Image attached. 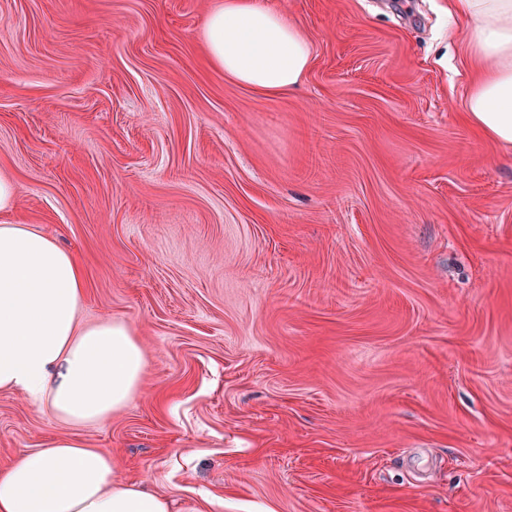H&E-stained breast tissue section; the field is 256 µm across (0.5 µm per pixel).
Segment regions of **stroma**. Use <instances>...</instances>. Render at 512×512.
<instances>
[{"label":"stroma","instance_id":"stroma-1","mask_svg":"<svg viewBox=\"0 0 512 512\" xmlns=\"http://www.w3.org/2000/svg\"><path fill=\"white\" fill-rule=\"evenodd\" d=\"M222 0H0V224L82 261L142 385L68 425L0 390V466L78 438L212 512H512V147L459 119L448 0H263L293 90L206 61Z\"/></svg>","mask_w":512,"mask_h":512}]
</instances>
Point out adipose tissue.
<instances>
[{
	"label": "adipose tissue",
	"mask_w": 512,
	"mask_h": 512,
	"mask_svg": "<svg viewBox=\"0 0 512 512\" xmlns=\"http://www.w3.org/2000/svg\"><path fill=\"white\" fill-rule=\"evenodd\" d=\"M476 73L462 105L483 137L512 146V0H451ZM204 49L226 78L262 94L293 89L311 64L306 34L261 0H224ZM82 268L33 224H0V389L72 424L107 419L140 388L144 354L128 325L83 324ZM0 512H172L168 495L117 478L112 456L55 438L0 467Z\"/></svg>",
	"instance_id": "ef3b65f1"
}]
</instances>
